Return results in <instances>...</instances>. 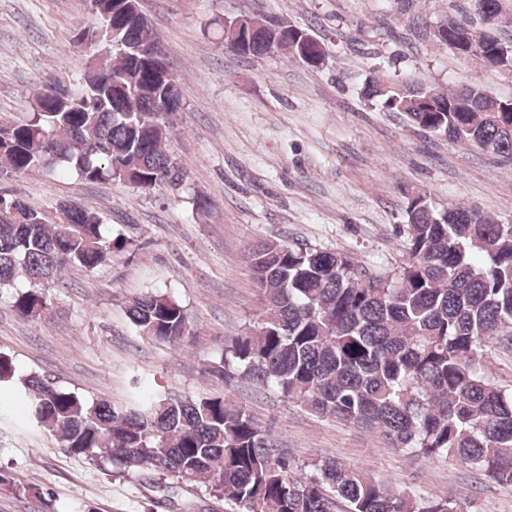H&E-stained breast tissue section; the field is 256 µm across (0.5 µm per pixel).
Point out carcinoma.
<instances>
[{
    "label": "carcinoma",
    "mask_w": 512,
    "mask_h": 512,
    "mask_svg": "<svg viewBox=\"0 0 512 512\" xmlns=\"http://www.w3.org/2000/svg\"><path fill=\"white\" fill-rule=\"evenodd\" d=\"M96 24L130 46L158 40L134 7L91 0ZM254 31L224 27L245 58L275 44L284 58L318 66L325 45L278 19ZM473 26L449 20L437 39L465 58ZM179 79L155 86L150 68L112 52L88 62L75 85L37 96L33 112L0 122V181L43 168L88 182L123 181L144 191L178 186L185 177L169 150L181 110ZM365 97L399 112L425 133L512 162V104L478 85L438 91L373 81ZM0 210V295L37 320L49 285L72 268L94 270L130 245L106 234L102 217L73 202L52 211L15 194ZM407 261L392 276L338 253L268 241L250 256L266 309L251 333L224 348L207 372L228 384L248 380L274 389L319 417L377 433L428 461L450 456L498 484L512 486V390L482 370L496 332L512 325V224L461 204L436 210L423 194L406 206ZM138 336L179 349L197 332L180 301L150 291L129 302ZM32 404L37 427L68 452L109 462L126 473L149 471L224 500L230 512H461L451 498L396 494L389 486L322 454L300 464L224 392L161 398L141 387L136 406L90 401L36 374L21 375L0 352V384Z\"/></svg>",
    "instance_id": "carcinoma-1"
}]
</instances>
